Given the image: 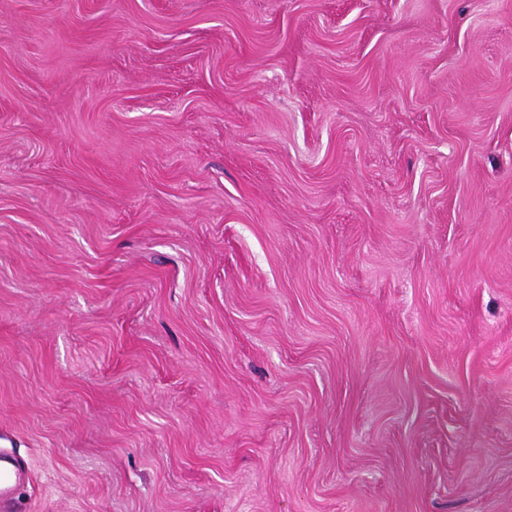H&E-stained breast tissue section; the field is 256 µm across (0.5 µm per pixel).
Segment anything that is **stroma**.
<instances>
[{
	"mask_svg": "<svg viewBox=\"0 0 512 512\" xmlns=\"http://www.w3.org/2000/svg\"><path fill=\"white\" fill-rule=\"evenodd\" d=\"M19 512H512V0H0Z\"/></svg>",
	"mask_w": 512,
	"mask_h": 512,
	"instance_id": "obj_1",
	"label": "stroma"
}]
</instances>
